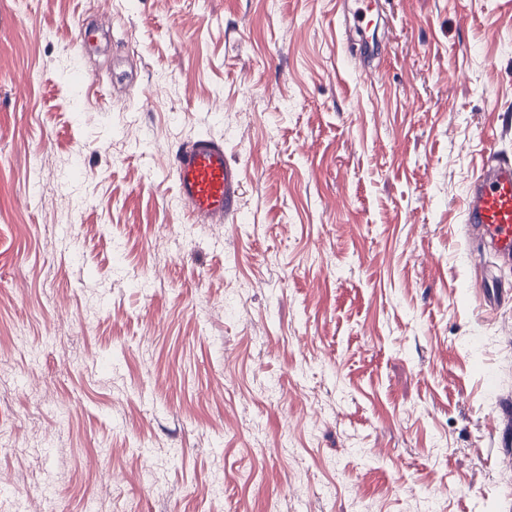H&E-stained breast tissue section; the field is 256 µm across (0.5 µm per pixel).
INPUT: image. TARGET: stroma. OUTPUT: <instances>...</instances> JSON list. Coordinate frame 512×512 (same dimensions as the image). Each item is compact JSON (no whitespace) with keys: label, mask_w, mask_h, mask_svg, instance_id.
<instances>
[{"label":"stroma","mask_w":512,"mask_h":512,"mask_svg":"<svg viewBox=\"0 0 512 512\" xmlns=\"http://www.w3.org/2000/svg\"><path fill=\"white\" fill-rule=\"evenodd\" d=\"M0 0V512H512V0ZM116 15L87 51L77 25ZM222 140L239 217L172 150ZM172 168L178 196L195 222L232 223L238 217L240 173L228 163L223 141L200 137L177 147ZM465 224L469 238L512 261V162L498 159L482 168L466 191Z\"/></svg>","instance_id":"stroma-1"}]
</instances>
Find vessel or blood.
<instances>
[{"label": "vessel or blood", "mask_w": 512, "mask_h": 512, "mask_svg": "<svg viewBox=\"0 0 512 512\" xmlns=\"http://www.w3.org/2000/svg\"><path fill=\"white\" fill-rule=\"evenodd\" d=\"M172 168L178 196L195 222L237 218L240 173L228 163L223 141L201 137L177 147ZM464 213L469 238L512 261V161L501 158L483 166L467 187Z\"/></svg>", "instance_id": "1"}]
</instances>
